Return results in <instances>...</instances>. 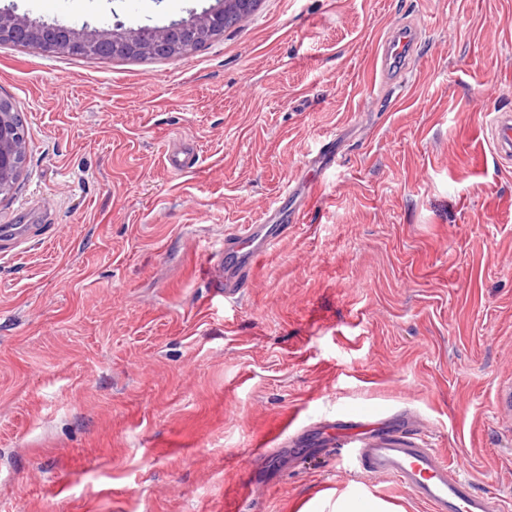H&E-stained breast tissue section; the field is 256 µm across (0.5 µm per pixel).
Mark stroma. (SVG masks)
<instances>
[{"label":"stroma","instance_id":"stroma-1","mask_svg":"<svg viewBox=\"0 0 512 512\" xmlns=\"http://www.w3.org/2000/svg\"><path fill=\"white\" fill-rule=\"evenodd\" d=\"M213 0H0L73 27L164 25ZM415 66L380 80L392 26ZM28 133L0 194V512H334L390 479L319 423L406 417L512 512V0H259L186 58L0 43ZM340 154L303 175L325 140ZM198 159L172 170L170 150ZM313 196L239 299L205 258L282 192ZM295 436L287 446L280 429ZM287 434V435H288ZM268 443L269 462L250 454ZM266 485L262 498L252 484ZM489 135L493 151L504 162L512 159V115L496 113L489 122Z\"/></svg>","mask_w":512,"mask_h":512}]
</instances>
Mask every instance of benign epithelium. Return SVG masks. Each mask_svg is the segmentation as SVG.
<instances>
[{"mask_svg":"<svg viewBox=\"0 0 512 512\" xmlns=\"http://www.w3.org/2000/svg\"><path fill=\"white\" fill-rule=\"evenodd\" d=\"M259 0H215L187 19L163 26L80 29L34 21L15 13L0 11V43L34 45L45 52L107 58H186L195 49L224 34V18L248 17ZM27 151L26 131L17 127L14 105L0 98V194L21 175Z\"/></svg>","mask_w":512,"mask_h":512,"instance_id":"benign-epithelium-1","label":"benign epithelium"}]
</instances>
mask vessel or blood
Returning <instances> with one entry per match:
<instances>
[{
  "instance_id": "1",
  "label": "vessel or blood",
  "mask_w": 512,
  "mask_h": 512,
  "mask_svg": "<svg viewBox=\"0 0 512 512\" xmlns=\"http://www.w3.org/2000/svg\"><path fill=\"white\" fill-rule=\"evenodd\" d=\"M416 46L414 31H393L383 46L384 68L397 64L408 69ZM488 128L494 152L502 161L512 160V114L496 113ZM278 209V204H271L258 223L225 237L209 252L206 278L211 295L233 300L250 287L257 262L288 235V225L273 221ZM413 428V422L406 421L358 446L344 436L329 439L327 445L335 449L337 458H348L361 470L396 481L425 503L429 512H497L495 502L476 493L436 449L411 437Z\"/></svg>"
}]
</instances>
